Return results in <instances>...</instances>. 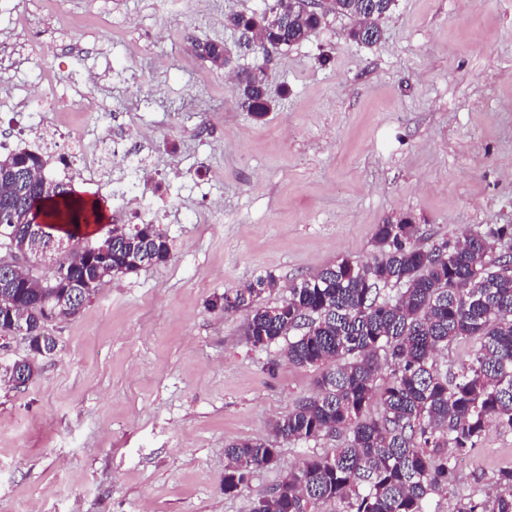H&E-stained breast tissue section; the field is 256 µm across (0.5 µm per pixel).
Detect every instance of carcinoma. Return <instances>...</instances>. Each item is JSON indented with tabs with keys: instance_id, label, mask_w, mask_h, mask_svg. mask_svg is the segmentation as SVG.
Segmentation results:
<instances>
[{
	"instance_id": "carcinoma-1",
	"label": "carcinoma",
	"mask_w": 512,
	"mask_h": 512,
	"mask_svg": "<svg viewBox=\"0 0 512 512\" xmlns=\"http://www.w3.org/2000/svg\"><path fill=\"white\" fill-rule=\"evenodd\" d=\"M394 0H336L332 13L353 21L350 40L381 41L380 22ZM283 17L279 28L256 15L224 17L227 28L264 45L288 48L309 39L325 22L318 14L290 13L284 0L264 3ZM196 54L217 67L228 62L222 42L191 39ZM242 107L257 117L273 109L263 65L240 77ZM36 153L0 156V201L19 206L0 222V249L44 252L53 238H75L96 216L70 184L51 179L33 185ZM418 224L404 219L376 227L378 254L364 261L343 257L288 286V296L269 305L279 288L271 274L224 292L226 311L246 309L247 343L264 348L288 339L286 357L300 368H317V390L274 425L278 438L306 443L345 436L326 454L306 456L259 500L253 512H318L336 501L340 512H427L432 494L454 486L456 457L477 448L495 423L512 432V225L503 224L463 240L426 249ZM97 244L107 247L112 276L165 262L168 236L152 224H106ZM51 292L37 280L26 288L0 279V302L25 313L27 327L48 353L57 340L46 332L41 298ZM459 341L473 343L454 370L436 362L439 351ZM377 413L368 414L371 407ZM224 494L238 493L252 472L276 462L278 449L259 439L225 448ZM499 490L470 498L456 512H512V468L498 476Z\"/></svg>"
}]
</instances>
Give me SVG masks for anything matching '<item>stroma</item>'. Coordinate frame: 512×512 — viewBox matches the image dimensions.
<instances>
[{
    "mask_svg": "<svg viewBox=\"0 0 512 512\" xmlns=\"http://www.w3.org/2000/svg\"><path fill=\"white\" fill-rule=\"evenodd\" d=\"M263 0H0V38L19 66L7 95L39 78L43 41L70 14L74 41L52 69L57 124L104 135L86 113L85 79L156 163L147 196L171 242L168 261L99 288L74 318L49 324L56 352L26 387L0 383V512H253L307 455L336 446L277 439L272 426L316 389L286 340L253 348L248 313L226 289L273 274L283 288L344 257L372 258L378 224L421 225L424 246L512 224V0H395L383 40L363 46L332 14L269 62L274 109L255 119L224 77L250 69L198 58L189 37L234 43L231 12ZM261 439L276 463L224 492V450ZM512 468V433L488 426L456 468L457 491L427 512L495 488Z\"/></svg>",
    "mask_w": 512,
    "mask_h": 512,
    "instance_id": "stroma-1",
    "label": "stroma"
}]
</instances>
